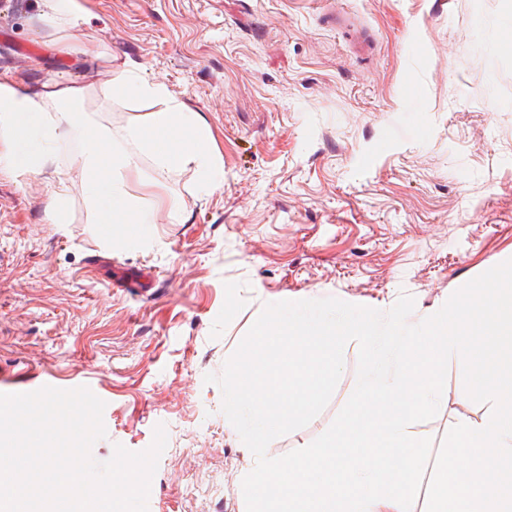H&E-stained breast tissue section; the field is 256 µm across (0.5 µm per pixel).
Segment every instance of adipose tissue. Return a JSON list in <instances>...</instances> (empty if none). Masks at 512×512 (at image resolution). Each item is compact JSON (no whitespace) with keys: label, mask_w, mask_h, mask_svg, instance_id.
<instances>
[{"label":"adipose tissue","mask_w":512,"mask_h":512,"mask_svg":"<svg viewBox=\"0 0 512 512\" xmlns=\"http://www.w3.org/2000/svg\"><path fill=\"white\" fill-rule=\"evenodd\" d=\"M88 96L85 87L54 83L36 99L0 77V141L8 146L7 166L22 175L40 172L53 162L59 144L74 137L79 142L74 162L95 223L130 225L121 243L132 247L147 243V228L154 221L153 209L139 205L126 181L140 156L153 161V183H160L167 173L192 168L204 191L223 187L224 172L214 162L205 120L199 113L184 111L165 85L147 82L125 67L98 90L106 104L146 100L157 105L145 122L128 124L118 141L107 129L79 120L78 110Z\"/></svg>","instance_id":"adipose-tissue-1"}]
</instances>
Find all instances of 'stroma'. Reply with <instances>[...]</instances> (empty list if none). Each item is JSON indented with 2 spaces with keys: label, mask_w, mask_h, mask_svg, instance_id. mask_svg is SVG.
<instances>
[{
  "label": "stroma",
  "mask_w": 512,
  "mask_h": 512,
  "mask_svg": "<svg viewBox=\"0 0 512 512\" xmlns=\"http://www.w3.org/2000/svg\"><path fill=\"white\" fill-rule=\"evenodd\" d=\"M53 2L9 0L0 75L38 97L53 81L92 90L134 68L203 116L224 186L200 193L190 169L151 186L140 159L130 192L175 200L179 215L159 208L149 244L124 247V225L110 242L96 230L77 141L36 174L0 165V393L90 386L105 403L96 461L118 444L145 450L166 428L148 512H238L245 453L204 377L266 304L333 297L385 311L406 293L419 318L512 259V0H77L67 44L44 23ZM88 38L107 61L73 51ZM83 111L118 134L148 107L91 98ZM130 268L150 291L121 287ZM358 353L351 343L326 408L273 454L327 430ZM445 385L447 404L414 425L436 451L458 414L490 410L459 400L461 359Z\"/></svg>",
  "instance_id": "obj_1"
}]
</instances>
